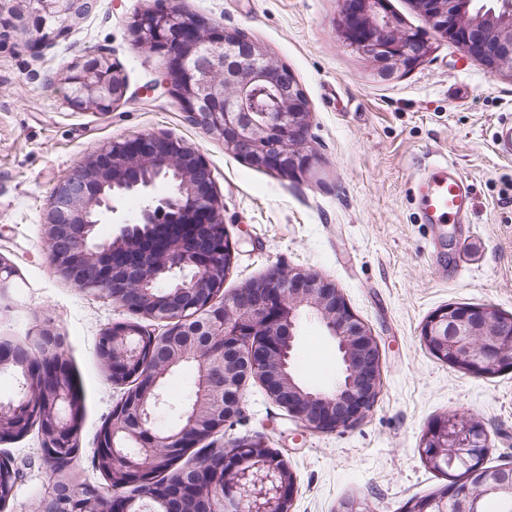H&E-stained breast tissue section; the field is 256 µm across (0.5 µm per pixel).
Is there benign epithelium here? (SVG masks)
Returning <instances> with one entry per match:
<instances>
[{
  "instance_id": "1",
  "label": "benign epithelium",
  "mask_w": 512,
  "mask_h": 512,
  "mask_svg": "<svg viewBox=\"0 0 512 512\" xmlns=\"http://www.w3.org/2000/svg\"><path fill=\"white\" fill-rule=\"evenodd\" d=\"M433 36L459 45L487 69L512 78V0L507 15L495 7L468 11L467 0H414ZM386 0H341L340 38L389 70L411 67L430 52L425 34L406 28L385 10ZM90 0H0V25L21 21L34 43L55 40ZM136 46L163 54L167 71L160 86L180 105L187 120L224 141L228 152L253 166L286 177L306 173L311 108L288 67L274 61L244 33L210 26L173 0L128 21ZM65 83L77 109L110 111L126 96L116 67L93 58L68 67ZM164 190H158V187ZM142 200L137 221L124 220L110 239L97 227L118 212L126 197ZM224 228L223 205L207 160L165 133L113 139L94 150L54 187L45 237L50 264L82 290L112 299L130 314L166 323L161 334L138 322H117L104 331L112 378L129 373L144 387L127 391L115 406L119 420L108 435L113 467L124 482L152 477L160 448H196L223 430L239 411L243 387L258 380L287 414L312 431L357 422L373 407L381 372L375 336L353 314L336 285L301 270L271 269L218 304L205 296L224 286L233 245L213 247L210 234ZM316 318L340 355L336 388L303 386L292 362L304 317ZM422 341L437 358L477 376L512 369V317L488 306L448 305L422 328ZM29 372L43 368L55 349L48 328L23 342ZM168 357L162 373L144 364L145 348ZM188 361L199 378L193 401L181 407L178 424L154 426L164 404L161 380ZM38 403L23 384L0 398V436L18 432L20 418ZM58 448L80 447L79 433L63 417L52 422ZM485 428L457 415L437 418L427 430L421 455L454 480L448 490L414 500L410 512H484L489 496L512 497V467L488 468ZM17 475L0 459V503L12 495ZM478 491L457 492L462 482ZM295 491L288 465L261 443L224 450V474L208 479V512H290ZM102 512H131L122 486L112 487Z\"/></svg>"
}]
</instances>
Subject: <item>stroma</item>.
<instances>
[{
	"label": "stroma",
	"instance_id": "stroma-1",
	"mask_svg": "<svg viewBox=\"0 0 512 512\" xmlns=\"http://www.w3.org/2000/svg\"><path fill=\"white\" fill-rule=\"evenodd\" d=\"M180 4L241 30L293 71L313 110L309 175L249 165L190 124L174 98L149 92L167 59L137 48L127 22L155 0H95L63 37L35 50L29 32L0 29V259L17 270L0 309V337L24 340L40 320L63 337L85 405L78 477L102 481L91 466L96 435L124 389L108 380L96 342L129 315L57 275L44 238L47 206L57 181L100 144L147 132L169 133L211 164L234 247L225 295L274 267L329 278L380 348L381 391L362 421L306 430L252 380L215 447L258 440L277 452L296 478L291 512H338L347 499L372 512H406L409 500L445 483L419 452L428 426L445 414L481 421L491 444L486 466H512V370L478 377L439 360L421 340L428 317L451 304L512 316V158L498 155L492 139L497 122L512 119V79L444 39L411 69L386 71L340 39L339 0ZM97 55L128 83L109 112L66 99L64 69ZM431 156L453 160L471 181L468 223L421 222L413 184ZM295 365L306 383L334 388L336 343L316 320L301 326ZM0 458L20 472L0 512H32L54 481L37 431L0 443Z\"/></svg>",
	"mask_w": 512,
	"mask_h": 512
}]
</instances>
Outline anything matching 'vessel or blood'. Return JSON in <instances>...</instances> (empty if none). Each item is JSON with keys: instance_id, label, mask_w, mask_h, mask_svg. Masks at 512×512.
Instances as JSON below:
<instances>
[{"instance_id": "1", "label": "vessel or blood", "mask_w": 512, "mask_h": 512, "mask_svg": "<svg viewBox=\"0 0 512 512\" xmlns=\"http://www.w3.org/2000/svg\"><path fill=\"white\" fill-rule=\"evenodd\" d=\"M417 196L427 224H456L472 209L469 181L445 158L425 169L417 182Z\"/></svg>"}]
</instances>
